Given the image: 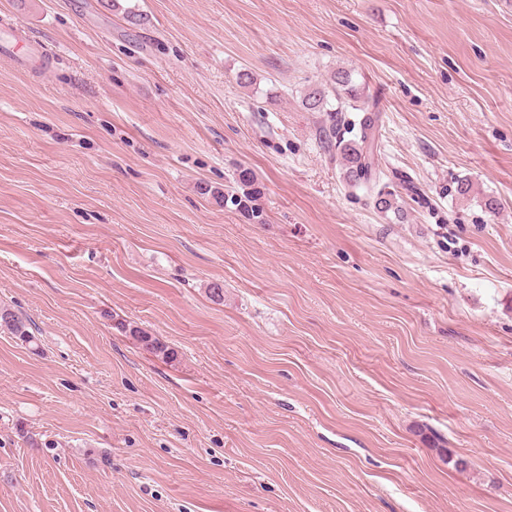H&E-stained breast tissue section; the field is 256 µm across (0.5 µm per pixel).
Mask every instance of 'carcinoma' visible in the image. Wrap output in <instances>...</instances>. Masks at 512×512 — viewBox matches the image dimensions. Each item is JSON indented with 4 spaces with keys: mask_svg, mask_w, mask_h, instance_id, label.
I'll list each match as a JSON object with an SVG mask.
<instances>
[{
    "mask_svg": "<svg viewBox=\"0 0 512 512\" xmlns=\"http://www.w3.org/2000/svg\"><path fill=\"white\" fill-rule=\"evenodd\" d=\"M331 97L336 100L334 106L329 101ZM352 101L362 102L359 111L363 112V116L357 123L345 115ZM302 105L309 112L320 113L321 147L329 153L336 152V163L346 185L351 188L366 189L378 212L384 215L391 212L398 217L402 216L403 210L398 205V194L380 186L382 171L374 161L377 151L376 106L364 96L363 90L354 80L351 71L339 69L334 72L325 84L304 95ZM354 129L357 130L354 137L345 138L347 131ZM235 183L242 190V195L231 196V201L249 210L252 218L262 220L263 211L257 204L261 198V190L255 174L248 168H241L237 171ZM122 328L136 337V340L151 353L166 360L177 357L174 349L141 329L125 324ZM0 332L7 333L23 343L30 344L34 339L32 326L8 307H0Z\"/></svg>",
    "mask_w": 512,
    "mask_h": 512,
    "instance_id": "cac0c4a2",
    "label": "carcinoma"
}]
</instances>
